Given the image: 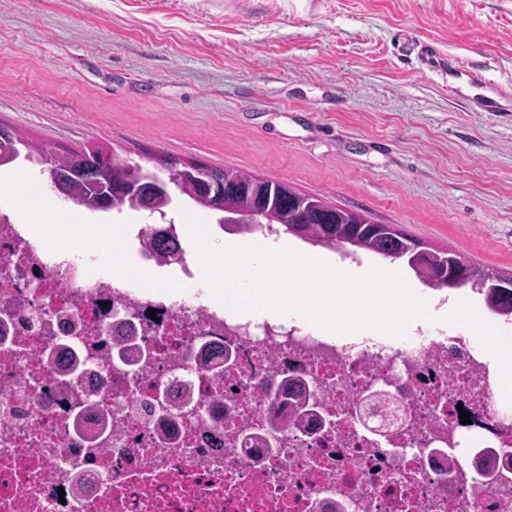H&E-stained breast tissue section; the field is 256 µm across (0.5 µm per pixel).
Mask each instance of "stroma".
Listing matches in <instances>:
<instances>
[{
    "mask_svg": "<svg viewBox=\"0 0 512 512\" xmlns=\"http://www.w3.org/2000/svg\"><path fill=\"white\" fill-rule=\"evenodd\" d=\"M402 33L461 75L399 55ZM498 89L512 90V0H0V123L29 142L279 179L510 274L512 112L470 107ZM39 173L1 168L0 204L29 224L111 223L32 192ZM189 214L218 243L254 241L178 197L171 219ZM71 246L101 270L117 250L137 279L187 286L179 264H136L128 241Z\"/></svg>",
    "mask_w": 512,
    "mask_h": 512,
    "instance_id": "obj_1",
    "label": "stroma"
}]
</instances>
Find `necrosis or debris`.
Returning <instances> with one entry per match:
<instances>
[{
  "label": "necrosis or debris",
  "instance_id": "necrosis-or-debris-1",
  "mask_svg": "<svg viewBox=\"0 0 512 512\" xmlns=\"http://www.w3.org/2000/svg\"><path fill=\"white\" fill-rule=\"evenodd\" d=\"M94 263L0 208V307L41 320L0 337V512H512V414L493 392V356L466 331L327 334ZM116 313L150 348L136 367L100 345ZM71 326L97 351L66 391L50 383L46 354ZM204 342L231 361L206 369L190 356ZM278 374L305 380L316 426L270 428L263 383ZM185 386L194 404L168 436L133 409L161 408ZM88 395L95 411L77 419ZM101 416L107 451L73 470ZM478 448L494 449L493 477L473 466Z\"/></svg>",
  "mask_w": 512,
  "mask_h": 512
}]
</instances>
